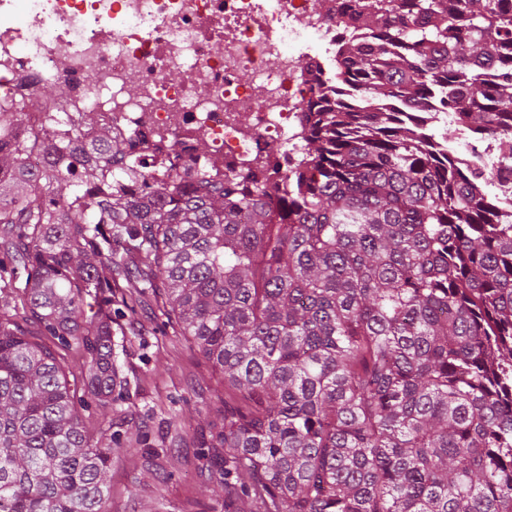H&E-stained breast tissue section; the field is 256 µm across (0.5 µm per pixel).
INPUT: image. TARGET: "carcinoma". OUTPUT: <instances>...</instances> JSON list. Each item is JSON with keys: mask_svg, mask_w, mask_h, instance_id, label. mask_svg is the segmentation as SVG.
I'll use <instances>...</instances> for the list:
<instances>
[{"mask_svg": "<svg viewBox=\"0 0 512 512\" xmlns=\"http://www.w3.org/2000/svg\"><path fill=\"white\" fill-rule=\"evenodd\" d=\"M350 16L336 77L366 104L319 91L275 184L147 167L95 112H0V512H110L150 433L83 412L128 395L112 304L150 297L224 384V512H512V215L400 110L442 98L512 157V8Z\"/></svg>", "mask_w": 512, "mask_h": 512, "instance_id": "carcinoma-1", "label": "carcinoma"}]
</instances>
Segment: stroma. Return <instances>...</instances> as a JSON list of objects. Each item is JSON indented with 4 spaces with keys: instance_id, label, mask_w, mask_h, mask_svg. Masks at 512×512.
Listing matches in <instances>:
<instances>
[{
    "instance_id": "1",
    "label": "stroma",
    "mask_w": 512,
    "mask_h": 512,
    "mask_svg": "<svg viewBox=\"0 0 512 512\" xmlns=\"http://www.w3.org/2000/svg\"><path fill=\"white\" fill-rule=\"evenodd\" d=\"M117 361L130 392L120 401L123 429L150 428L153 442L135 448L112 467V512H224V497L212 494L218 478L207 464L199 432L224 410V389L211 364L181 336L160 330V305L148 300L135 317L112 308ZM193 431L179 440L166 434L171 413L193 415Z\"/></svg>"
}]
</instances>
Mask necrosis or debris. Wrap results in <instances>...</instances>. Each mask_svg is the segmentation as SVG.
I'll return each instance as SVG.
<instances>
[{"label": "necrosis or debris", "mask_w": 512, "mask_h": 512, "mask_svg": "<svg viewBox=\"0 0 512 512\" xmlns=\"http://www.w3.org/2000/svg\"><path fill=\"white\" fill-rule=\"evenodd\" d=\"M338 2L0 0V112L64 83L69 98L47 111L98 113L146 161L233 178L264 167L277 181L302 161L304 103L335 91L336 51L361 34ZM436 145L491 171L486 191L512 214V163L495 141L461 126Z\"/></svg>", "instance_id": "necrosis-or-debris-1"}]
</instances>
